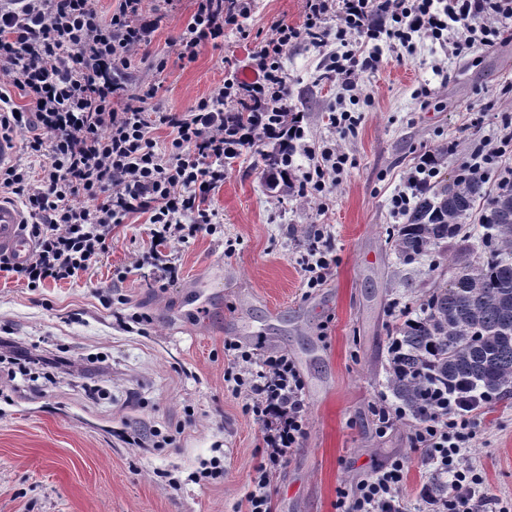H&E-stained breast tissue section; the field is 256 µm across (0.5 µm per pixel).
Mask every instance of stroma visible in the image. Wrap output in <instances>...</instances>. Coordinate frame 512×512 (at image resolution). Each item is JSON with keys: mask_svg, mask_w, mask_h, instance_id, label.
Returning <instances> with one entry per match:
<instances>
[{"mask_svg": "<svg viewBox=\"0 0 512 512\" xmlns=\"http://www.w3.org/2000/svg\"><path fill=\"white\" fill-rule=\"evenodd\" d=\"M145 8L158 29L127 80L156 86L157 103L182 113L229 71L252 68L277 23L303 26L306 0H255L245 35L203 45L190 63L174 41L192 0H146ZM336 48L300 40L282 56L288 109L299 113L306 142L348 157L325 199L270 186L267 139L242 149L223 186L205 196L215 233L165 247L175 281L158 282L144 261L141 213L127 215L101 262L73 279L33 291L0 272V336L74 368L0 367V512H247L263 431L224 380L239 370L224 352L228 341L261 357L288 355L304 381L306 434L271 479L272 512H336L341 489L395 458L405 464L407 512H424L421 489L444 477L415 447L412 416L382 433L374 408L397 403L388 387L397 326L448 282L455 256H399L391 237L405 218L390 200L423 153L446 149L437 174L446 183L480 140L512 127V36L464 57L426 38L411 53L383 47L378 69L360 76L367 98L352 106L357 122L345 132L329 121L342 93L327 69ZM320 230L336 264L311 288L303 263ZM195 288L203 295L190 313L182 302ZM479 420L466 454L488 491L510 499L512 392L483 404ZM146 428L172 444L155 447ZM215 456L223 477L201 478L202 461Z\"/></svg>", "mask_w": 512, "mask_h": 512, "instance_id": "obj_1", "label": "stroma"}]
</instances>
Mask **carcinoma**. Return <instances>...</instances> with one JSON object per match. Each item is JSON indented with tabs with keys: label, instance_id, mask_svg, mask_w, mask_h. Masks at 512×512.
<instances>
[{
	"label": "carcinoma",
	"instance_id": "cac0c4a2",
	"mask_svg": "<svg viewBox=\"0 0 512 512\" xmlns=\"http://www.w3.org/2000/svg\"><path fill=\"white\" fill-rule=\"evenodd\" d=\"M292 120L288 112L264 114L279 130L263 154L266 175L286 189ZM484 183L456 176L445 186L422 185L392 240L400 255L426 254L457 238L460 219L479 204L491 230L482 253L457 257V273L433 289L420 315L403 321L389 346L392 393L421 420L460 391L488 402L512 384V186L487 198Z\"/></svg>",
	"mask_w": 512,
	"mask_h": 512
}]
</instances>
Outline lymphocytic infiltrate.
Returning <instances> with one entry per match:
<instances>
[{
  "label": "lymphocytic infiltrate",
  "instance_id": "obj_1",
  "mask_svg": "<svg viewBox=\"0 0 512 512\" xmlns=\"http://www.w3.org/2000/svg\"><path fill=\"white\" fill-rule=\"evenodd\" d=\"M190 22L179 34L178 57L194 61L201 45L220 46L231 31H242L252 0H194ZM303 28L278 24L276 35L253 57L257 77H232L187 112L155 104V87L130 91L125 74L133 52L149 47L156 23L144 0H117L102 15L95 0H0V131L27 129L29 156L43 158L38 175L14 164L0 168V190L21 198L32 221L24 225L34 250L17 264L0 255V271L24 286L75 278L99 262L112 244V230L130 213L147 214L158 247L162 279L178 270L160 261L159 246L199 232L214 233L212 218L199 203L224 182V160L242 144L255 141L243 132L230 142L226 127L237 112H284L288 77L281 65L288 45L304 38L321 46L337 40L342 50L329 64L352 104L363 97L361 73L376 69L379 41L412 48L428 38L452 55H466L475 44H493L512 26V0H306ZM335 15L336 28L325 19ZM370 51H363V43ZM27 100L9 108L10 89ZM171 128L165 150H156L152 130ZM311 164L298 182L300 196H319L328 178L340 174L345 154L307 151ZM242 367L233 374V392L263 427L264 460L252 480L248 512H270L268 487L306 431L303 381L287 355L256 358L228 342ZM476 405L463 402L437 409L419 421L414 443L427 463L448 475L450 491L442 512H506L502 500L483 491L484 478L463 448L477 436ZM402 460L374 471L353 493H341L339 512H399L404 479Z\"/></svg>",
  "mask_w": 512,
  "mask_h": 512
}]
</instances>
